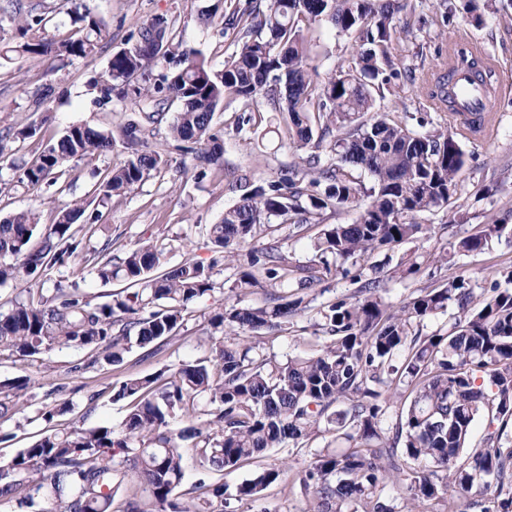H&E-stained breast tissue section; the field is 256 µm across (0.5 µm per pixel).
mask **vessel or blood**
<instances>
[{
    "mask_svg": "<svg viewBox=\"0 0 512 512\" xmlns=\"http://www.w3.org/2000/svg\"><path fill=\"white\" fill-rule=\"evenodd\" d=\"M450 80L458 101L455 110L448 113L450 127L467 138H493L496 122L492 103L481 84L471 74L461 70L452 73Z\"/></svg>",
    "mask_w": 512,
    "mask_h": 512,
    "instance_id": "b4317fda",
    "label": "vessel or blood"
}]
</instances>
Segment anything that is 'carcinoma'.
Segmentation results:
<instances>
[{"instance_id": "cac0c4a2", "label": "carcinoma", "mask_w": 512, "mask_h": 512, "mask_svg": "<svg viewBox=\"0 0 512 512\" xmlns=\"http://www.w3.org/2000/svg\"><path fill=\"white\" fill-rule=\"evenodd\" d=\"M458 1L481 21L474 0H439L442 17L455 12ZM217 2L230 11L224 30L237 47L223 68H211L198 51L171 49L169 23L155 17L136 23L112 53L89 85L93 102L130 105L148 124L163 119L157 105L178 102L168 134L184 156L182 177L224 169L212 120L226 101L255 105L236 116L239 132L277 113L273 133L296 152L334 135L331 158L323 164L316 155L301 156L274 178L228 180L240 200L207 225L216 253L207 265L190 257L172 265L153 243L121 256L111 254L108 241L93 248L86 262L97 278L123 288L94 304L77 284L58 281L47 297L15 299L0 311V351L34 357L74 347L94 362L101 357L118 365L133 346L159 347L176 335L189 304L214 290L212 270L221 261L234 270V289L269 288V302L214 312L210 325L234 338L215 344L211 358L183 362L170 373L130 375L114 386L113 399L127 402L119 425L38 435L0 465V498L17 496L31 512H224V472L254 466L237 488L238 499L253 500L287 474L262 463L267 452L325 430L345 447L321 448L298 476L312 512H401L394 501L404 494L418 503L447 494L465 503L456 512H512V289L500 287L502 280L512 283V265L497 269L478 295L465 279L450 276L443 288L398 307L383 301L378 278L367 279L358 295L319 309L320 349L313 355L280 361L265 352L269 334L287 330L299 311L295 290L315 286L330 272L326 255L356 262L382 246L416 239L426 232L416 217L449 206L456 193L464 165L460 135L446 126L426 130L422 117L414 127L375 108V95L402 75L395 18L414 13L413 0ZM71 13L74 30L39 38L48 12L16 9L7 51L48 60L96 56L106 39L104 22L85 6ZM321 21L357 45L325 76L310 28ZM450 64L495 90V66L482 51L450 47L426 86L427 98L438 105L454 102L440 76ZM41 128L26 117L0 130V163L12 171L11 179H0V190L17 183L60 193L59 178L70 163L106 156L120 143L126 159L94 185V201L105 206L169 162L165 152L150 149L152 131L138 123L72 124L37 156H18L14 144L37 137ZM356 169L373 177L370 189L353 175ZM354 204L360 208L355 221L324 223L325 215ZM99 217L97 209L88 214L65 206L43 231L34 209L0 219V286L24 285L32 293L34 284L85 249L74 226L90 233ZM321 223L316 260L296 277L276 232L282 224L300 233ZM452 303L457 312L448 334L415 332V325ZM31 388L28 379L0 381V418L25 405ZM201 397L207 409L198 427ZM396 399L404 401L400 422L388 433L382 416ZM177 415L189 425L176 432L170 419ZM480 417L489 428L469 448ZM188 440L196 456L189 485L180 452V442ZM489 495L492 511L484 506Z\"/></svg>"}]
</instances>
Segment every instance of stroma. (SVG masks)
<instances>
[{
    "label": "stroma",
    "mask_w": 512,
    "mask_h": 512,
    "mask_svg": "<svg viewBox=\"0 0 512 512\" xmlns=\"http://www.w3.org/2000/svg\"><path fill=\"white\" fill-rule=\"evenodd\" d=\"M85 2L108 23L109 34L101 53L88 59L54 62L15 53L0 58V128L31 115L34 109L31 91L49 83L58 87L61 95L49 105V122L44 128L46 138L59 136L72 124L98 127L131 119V112L122 111L120 106L109 110L95 106L86 93V85L105 70L112 53L122 47L140 19L168 18L173 24L174 41L202 51L208 63L216 68L223 67L235 50L230 37L223 35L220 21L206 24L201 20L202 13L212 10L216 0ZM437 10V0H417L411 19L412 29L399 44L405 64L413 74L411 78L400 79L397 87L385 91L375 105L384 112H410L426 117L432 125L443 126L447 123L445 113L429 107L425 97L424 81L434 69L435 46L452 42L462 35L470 37L495 58L500 78H512V5L507 0H498L495 9H482V21L478 24L462 15L456 16L450 24H443L436 16ZM314 30L323 72L335 70L339 63L350 57L351 39L337 33L326 22L315 25ZM244 110V104L233 102L220 107L214 114L212 127L223 140L224 166L239 174L276 177L280 169L291 162L292 154L266 127H258L252 135L237 132L235 116ZM495 111L497 124L492 141L465 140L461 143L465 165L451 204L448 208L420 216V223L429 228L427 235L397 247L380 248L371 257V264L381 269L384 279L382 296L386 303L395 305L410 295L442 287L451 275L464 277L471 288L479 292L488 287L493 271L512 264V94L497 98ZM167 130V123H160L149 146L168 153V166L154 171L142 187L123 200L101 208V218L90 240L92 246H99L109 239L114 251L119 252L141 242H152L166 247L171 263L176 264L185 257L181 244L188 238L195 244L192 254L196 260H211L205 228L218 222L225 209L237 203L239 195L227 189L220 175L211 174L200 181L178 179L176 169L181 156L174 149ZM122 157L121 149L117 148L112 155L76 163L60 179L65 186L64 192L54 196L40 195L22 186L14 187L0 194V218L36 207L41 212L42 224H50L57 207L88 204L92 199L93 172H104ZM492 218L504 224L501 235H486V224ZM480 234L487 237L481 249L453 252V245L460 239ZM448 251L453 254L450 264L439 265V256ZM414 261L419 263V271L407 274V267ZM359 271V266L349 262L332 263L330 274L312 290L303 293L301 310L293 319V328L288 334L269 339L267 352L282 360L313 353L317 340L311 328L318 318V310L327 301L351 297L358 287L355 277ZM57 280L78 283L95 303L106 301L113 290L112 284L90 274L81 259L54 272L52 280L44 283V292H51ZM233 280L232 270L215 267L213 292L190 305L176 335L152 356L136 347L126 355L122 364L101 360L91 366L87 363V352L75 348L56 349L34 358L0 354V381L29 379L39 384L24 412L30 420L29 425L19 429L14 421L0 419V461L11 459L32 441L34 435L48 429L61 431L74 426L89 428L119 424L125 414V404L113 400L114 385L131 374L150 375L175 368L187 360L208 357L212 345L222 338L221 332L209 324L214 310L232 304L259 307L267 298L263 290L246 296L237 295L232 288ZM47 386L55 390L49 399L43 392ZM49 400L67 403L69 412L49 423L38 419L39 410ZM329 439V434L322 432L310 441L271 450L266 457L267 463L285 467L288 480L265 490L257 501L241 502L233 495L236 486L250 478V467L225 474L224 482L229 493L224 512H308L311 503L301 490L297 476L308 467L315 451Z\"/></svg>",
    "instance_id": "stroma-1"
}]
</instances>
